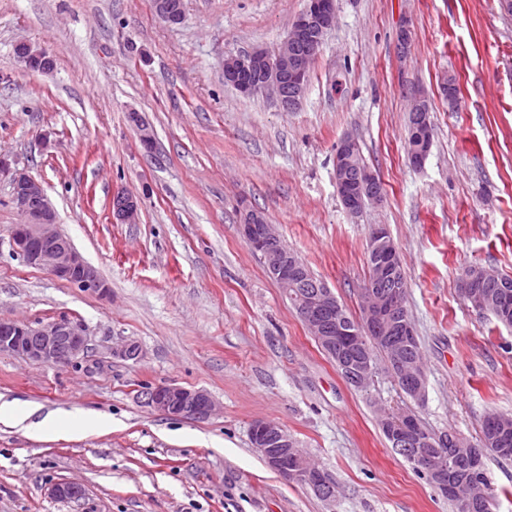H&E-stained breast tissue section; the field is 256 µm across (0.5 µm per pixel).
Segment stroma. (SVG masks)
Wrapping results in <instances>:
<instances>
[{"mask_svg": "<svg viewBox=\"0 0 512 512\" xmlns=\"http://www.w3.org/2000/svg\"><path fill=\"white\" fill-rule=\"evenodd\" d=\"M336 5L301 103L286 112L225 85L224 58L275 51L304 0H183L174 25L152 0H0V154L41 180L60 231L111 288L85 293L13 254L21 217L0 179V319L65 317L88 336L71 364L0 354V402L63 419L46 438L0 423V512H454L378 426L377 408L406 396L383 372L364 391L345 382L247 247L240 209L260 210L353 314L370 228L385 225L427 375L416 412L433 432L476 440L488 414H512V327L458 288L472 264L512 275V16L497 0ZM22 41L53 69L28 71L14 53ZM415 89L433 128L418 169L405 149ZM347 135L385 187L356 214L333 166ZM122 190L140 200L138 223L112 219ZM128 341L140 358L113 356ZM164 383L206 390L215 412L158 413L141 391ZM86 415L112 426L72 433L69 420ZM259 420L333 478L335 500L265 464L250 441ZM61 480L84 497L53 499Z\"/></svg>", "mask_w": 512, "mask_h": 512, "instance_id": "35a3bbf8", "label": "stroma"}]
</instances>
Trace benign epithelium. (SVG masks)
<instances>
[{
	"mask_svg": "<svg viewBox=\"0 0 512 512\" xmlns=\"http://www.w3.org/2000/svg\"><path fill=\"white\" fill-rule=\"evenodd\" d=\"M153 8L156 16L168 24H177L182 19L170 0H153ZM335 22L336 0H306L274 54L256 49L225 57L224 84L244 96L266 93L283 111H294L309 79L312 49L322 45ZM17 47L20 61L28 69L44 72L54 64L45 51L26 41L19 42ZM428 112L426 101L419 94H413L409 113L413 142L407 158L415 168L424 164L431 145ZM354 143L356 140L351 136L341 138L334 155L337 191L344 207L352 214L359 212L366 203L382 198L381 179L369 167L357 163ZM5 174L10 176L12 204L24 217L23 223L12 228V251L27 265L44 270L58 280L86 293L106 296L109 292L107 282L58 231L56 215L46 201L41 182L28 171L11 167L0 157V176ZM110 209L112 219L122 224H134L138 220V198L131 193L119 191L113 194ZM241 231L248 247L262 254L268 274L278 284L286 285L290 279H305L304 268L279 247V236L259 211H244ZM369 240L379 254L376 259L379 274L367 280L363 288L366 303L361 320L362 335H355L338 316L336 296L329 289L314 291L299 308L301 320L326 348L336 345L359 347L364 337L372 332L396 335L405 340L415 336L404 305L406 285L390 284L384 277L388 271L401 267L397 248L380 224L371 226ZM87 349L83 329L67 318L38 326L25 321L0 320V354L54 366L80 358ZM403 374L404 389L417 399L424 398L422 367L413 366ZM142 396L148 406L173 417L204 418L211 415L214 408L208 392L174 383L148 386ZM250 438L253 448L285 480L306 486L327 499L336 496L333 480L294 448V440L281 427L256 421L251 426ZM389 438L397 453L418 465V469L430 473L434 486L442 494L460 496L459 489L448 483V458L424 452L426 448L443 447L447 437L439 438L429 433L416 416L406 414L391 427ZM49 494L57 500L77 501L84 496L85 489L78 483L64 480L53 484Z\"/></svg>",
	"mask_w": 512,
	"mask_h": 512,
	"instance_id": "1",
	"label": "benign epithelium"
}]
</instances>
